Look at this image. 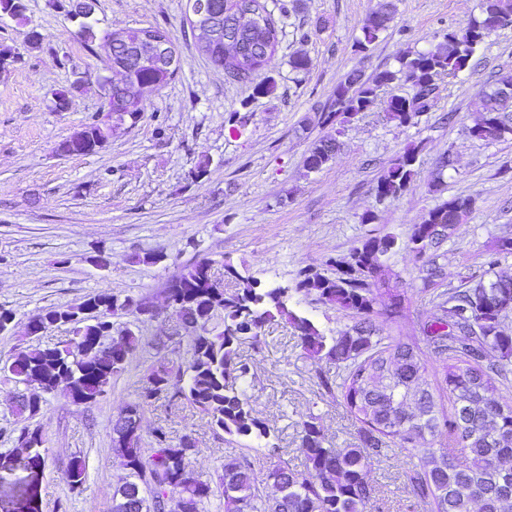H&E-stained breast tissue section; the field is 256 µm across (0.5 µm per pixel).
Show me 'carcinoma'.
Segmentation results:
<instances>
[{"instance_id": "1", "label": "carcinoma", "mask_w": 512, "mask_h": 512, "mask_svg": "<svg viewBox=\"0 0 512 512\" xmlns=\"http://www.w3.org/2000/svg\"><path fill=\"white\" fill-rule=\"evenodd\" d=\"M224 37L204 27L196 31L199 50L228 77L251 82L275 54L283 28L265 0H221ZM24 0H0V20H22ZM480 13L468 24L445 35L447 43L436 49H417L397 59V66L363 79L348 73L336 85V99L314 109V121L322 127L358 115L374 101L382 86L391 88L385 107L389 118L401 124L425 112L436 79L452 82L467 67L477 48L494 31L492 22L512 18V0H481ZM390 7L370 13L356 39L367 51L386 30ZM146 28L118 33L120 52L112 59L114 81L127 84L130 77L145 86L163 87L177 72L157 66L146 55ZM512 87V71L496 75L493 87L479 96L480 121L496 126V139L512 135V100L501 97L502 86ZM83 84L74 82L55 92L56 108L65 111ZM113 115L95 116L66 138L73 152L88 155L108 142ZM336 138L328 135L313 143L306 157L309 171L332 161ZM418 150L413 147L392 159L376 185L380 198L405 192L417 174ZM474 206L470 196L454 197L430 210L421 224L412 226L408 241L400 244L393 235L363 239L349 255L330 258L326 265L336 273L326 275L312 266L299 269L294 292L348 311L359 320L334 336L325 335L315 322L288 306L289 289L259 288L224 261V277L241 287L232 292L210 287V262L197 261L171 279L165 292L198 323L191 330V356L183 363L162 361L147 376L139 399L125 407L142 413L144 406L160 399L186 400L204 414L228 442L248 439L249 450L263 449L276 456L278 437L260 419L251 404L247 387L252 365L238 356L245 342L258 347L259 330L281 319L294 329L301 346L314 361L327 360L333 371L318 372L321 389L338 393L344 406L360 423L356 441L348 448H334L325 439L319 417L301 423L299 450L305 470L280 462L259 475L245 455L226 456L218 481L205 479L190 466L195 451L191 436L173 442L163 426L154 429L150 447H142V432H128L112 422L113 442L122 448L119 465L128 472L126 481L112 492V512H204L211 498L224 499V512H366L374 497L367 479L373 460L394 447L409 459L405 481L411 496L428 504L430 512H504L512 503V405L500 402L499 386L512 380V334L503 321L512 314V278L485 282L465 281L456 288L438 287L442 268L431 251L443 240L428 241L427 226L445 224L448 233L451 208L458 202ZM418 267L423 291L429 293L438 314L423 327L427 350L393 336L371 318L382 298V315L396 318L402 300L391 284L389 256L400 249ZM512 255V236L495 240L490 263ZM138 301L120 294L96 293L67 308H51L32 317L29 335H40V326L58 322L72 326L75 341L63 348L31 347L19 351L0 367L4 381L14 387L37 385L50 394L65 384L72 402L85 404L103 397L114 376L126 366L140 342L139 327L127 324L115 329L104 342L103 326L111 318L137 315ZM438 379L434 387H422L427 366ZM451 405L445 411L444 402ZM42 403L32 404L22 391L15 395V413L29 419L40 413ZM455 438L459 453L445 465H431L439 452L427 446L426 436L442 432ZM25 447L39 457L44 437L28 426L21 435ZM85 460L74 457L65 470L73 488L86 480ZM277 494L267 495V485Z\"/></svg>"}]
</instances>
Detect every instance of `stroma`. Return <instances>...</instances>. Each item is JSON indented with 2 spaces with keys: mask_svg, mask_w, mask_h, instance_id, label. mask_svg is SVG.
Instances as JSON below:
<instances>
[{
  "mask_svg": "<svg viewBox=\"0 0 512 512\" xmlns=\"http://www.w3.org/2000/svg\"><path fill=\"white\" fill-rule=\"evenodd\" d=\"M281 43L261 79L275 82L273 93L254 94L199 53L185 14L186 0H98L99 32L165 27L182 60L175 79L149 97L143 118L122 126L98 153L58 156L54 147L69 137L104 103L101 79L109 73L102 49H89L77 23L53 0H25L27 20L0 23V49L11 48L16 63L0 68V307L13 310L14 327L0 334V360L35 345H64L69 326L28 335L31 317L47 308L73 306L95 293L151 300L152 321L140 327V344L106 396L74 405L64 390L46 395L39 415L27 425L40 428L46 450L42 463L26 469L20 433L24 423L12 411V385L0 383V512H18L26 490L36 493L37 512H111L112 490L126 473L112 441V421L137 400L150 370L160 360L186 361L190 340L164 289L183 266L211 259L213 278L225 290L224 263L261 286H292L305 266L323 268L331 257L347 256L369 235L407 240L410 227L457 196L475 200L468 219L437 250L441 287L470 279L512 278V256L488 266L495 237L512 235V137L480 141L469 134L479 118L473 102L492 75L512 71V27L490 33L455 82L439 79L435 100L412 123L389 120L388 89L365 112L341 124L335 156L316 172L305 159L327 131L310 124L313 106L332 101L340 77L357 70L363 77L394 66L407 51L433 48L451 28L479 13V0H394L396 11L365 53L355 41L381 0H283ZM43 40L26 41L29 28ZM303 51L311 66L303 73L289 64ZM84 90L67 111H57L54 92L75 80ZM240 112L241 136L228 133V117ZM422 143L417 176L397 197L379 198L376 185L388 163L413 143ZM451 155L441 187H433L436 165ZM208 172L197 175L200 162ZM373 214L364 222L365 214ZM149 254L157 264L144 263ZM394 284L404 298L386 333L423 345L421 326L436 314L422 291L421 275L404 252L389 260ZM313 319L325 335L354 323L352 313L291 295L288 301ZM167 347L157 351V340ZM260 348L242 345L253 365L252 400L258 416L273 426L282 449L273 459L249 451L255 471L275 460L302 469L300 424L309 415L332 447L354 443L358 425L338 395L321 390L317 371L328 362L306 357L298 336L282 320L266 324ZM165 425L172 439L191 435L196 471L215 478L225 456L240 453L206 416L187 402L145 406L142 432ZM87 465L78 489L64 479L73 457ZM407 459L392 451L375 460L368 479L376 495L367 512H429L405 486Z\"/></svg>",
  "mask_w": 512,
  "mask_h": 512,
  "instance_id": "obj_1",
  "label": "stroma"
}]
</instances>
